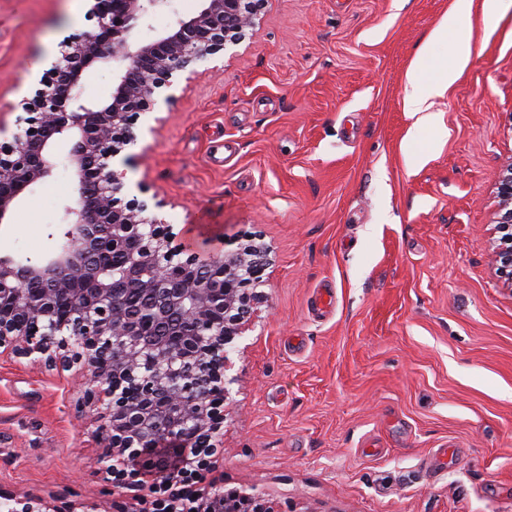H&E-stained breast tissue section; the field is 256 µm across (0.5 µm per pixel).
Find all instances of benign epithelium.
I'll list each match as a JSON object with an SVG mask.
<instances>
[{
    "label": "benign epithelium",
    "instance_id": "obj_1",
    "mask_svg": "<svg viewBox=\"0 0 512 512\" xmlns=\"http://www.w3.org/2000/svg\"><path fill=\"white\" fill-rule=\"evenodd\" d=\"M264 0H200L147 41L133 31L170 0H95L97 29L60 43L49 80L22 103L26 127L0 144V224L59 160L72 168L77 196L63 206L59 242L38 261L0 251V348L51 368L89 372L82 404L99 415L106 473L150 476L172 487L224 446L229 397L228 347L253 315L264 271L263 247L226 251L220 267L171 247L161 209L121 203L112 159L136 140L132 121L198 61L237 44L256 24ZM112 64L102 101L82 93L85 72ZM499 277L512 288V162L502 171L496 217ZM118 255V261L109 255ZM169 440L180 457L155 447ZM0 512H56L51 500L0 487ZM156 512H276L261 496L214 489L198 508L176 491Z\"/></svg>",
    "mask_w": 512,
    "mask_h": 512
}]
</instances>
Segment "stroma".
I'll return each instance as SVG.
<instances>
[{
	"instance_id": "obj_1",
	"label": "stroma",
	"mask_w": 512,
	"mask_h": 512,
	"mask_svg": "<svg viewBox=\"0 0 512 512\" xmlns=\"http://www.w3.org/2000/svg\"><path fill=\"white\" fill-rule=\"evenodd\" d=\"M453 0H265L238 44L178 72L113 159L122 200L161 199L173 247L267 249L259 320L228 357L224 453L192 483L277 512H512V289L491 259L512 159V13L434 44ZM94 0H0V140L11 141ZM469 64L440 96L438 66ZM75 183L29 192L0 248L38 259ZM85 374L0 355V486L100 512H152L163 488H113Z\"/></svg>"
}]
</instances>
